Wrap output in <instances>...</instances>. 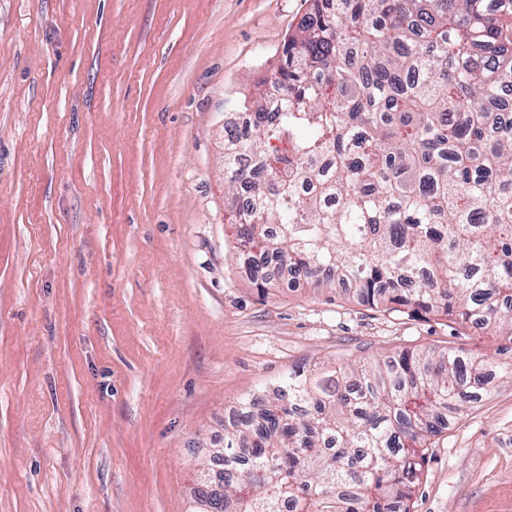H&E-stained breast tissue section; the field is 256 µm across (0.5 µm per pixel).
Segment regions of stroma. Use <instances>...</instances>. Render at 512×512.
<instances>
[{
    "mask_svg": "<svg viewBox=\"0 0 512 512\" xmlns=\"http://www.w3.org/2000/svg\"><path fill=\"white\" fill-rule=\"evenodd\" d=\"M308 6L0 0V512H189L291 370L512 346L239 262L224 122ZM412 512H512V388L432 439Z\"/></svg>",
    "mask_w": 512,
    "mask_h": 512,
    "instance_id": "1",
    "label": "stroma"
}]
</instances>
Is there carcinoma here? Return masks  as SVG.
Here are the masks:
<instances>
[{"instance_id":"carcinoma-1","label":"carcinoma","mask_w":512,"mask_h":512,"mask_svg":"<svg viewBox=\"0 0 512 512\" xmlns=\"http://www.w3.org/2000/svg\"><path fill=\"white\" fill-rule=\"evenodd\" d=\"M260 87L224 139L258 291L286 270L512 341V0H310ZM499 383L455 347L290 373L193 512H411L430 438Z\"/></svg>"}]
</instances>
